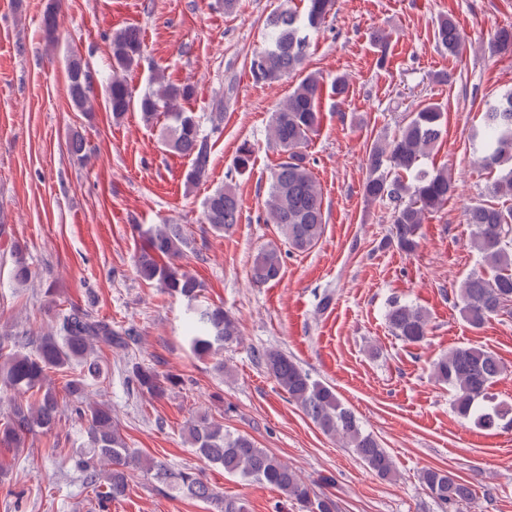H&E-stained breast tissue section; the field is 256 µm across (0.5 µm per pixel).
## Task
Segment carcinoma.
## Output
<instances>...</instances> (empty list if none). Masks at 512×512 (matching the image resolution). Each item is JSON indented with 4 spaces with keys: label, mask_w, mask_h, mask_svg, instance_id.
Returning <instances> with one entry per match:
<instances>
[{
    "label": "carcinoma",
    "mask_w": 512,
    "mask_h": 512,
    "mask_svg": "<svg viewBox=\"0 0 512 512\" xmlns=\"http://www.w3.org/2000/svg\"><path fill=\"white\" fill-rule=\"evenodd\" d=\"M304 11L284 9L266 19L267 41L249 61L254 83L279 81L303 68L310 36L318 31L334 9L335 0H304ZM56 5L52 0L43 14L45 41L58 44ZM435 39L457 56L462 52L463 38L454 21L444 17L437 24ZM499 54L512 53V28L499 29L493 40ZM143 52L140 33L125 28L110 38L111 74L105 87V104L112 118L119 120L138 108L142 119L152 123L165 120L164 145L172 152L186 156L191 167L186 183L203 180L211 162V135L219 130L223 119L224 99L215 102L209 115L210 129L199 117L180 106L194 94L188 83H174L161 75L151 81V88L139 97L125 79V73L138 65ZM67 93L71 106L78 112L93 111L92 81L82 76L86 69L80 54L66 56ZM323 78L316 72L305 74L288 99L273 112L268 136L285 159L271 172L264 206L267 221L276 225L280 240L288 250L307 252L323 235L325 218L323 196L302 152L310 135L319 125L320 97ZM444 111L430 102L405 116L398 132L374 140L368 149L369 176L363 185L366 201L387 202L392 207L391 227L387 243L406 253L419 246L418 230L426 215L438 212L455 191L446 169L433 173L419 169L420 160L430 154L440 139ZM480 162L500 175L490 192L498 197H512V90L494 102L487 103L479 141ZM254 147L245 142L233 160V172L244 175L254 167ZM240 203L235 187L226 184L214 190L203 202L202 223L222 234L239 223ZM472 226L471 244L483 262V271L474 273L456 293L459 307L471 327L481 328L495 316L512 317V207L475 203L466 211ZM147 247L135 259L138 277L156 284L161 290L187 300L190 320L188 344L200 359L239 339L235 319L221 306L201 305L198 297L203 285L178 263L189 239L180 224H151L141 229ZM283 266L280 246L272 244L254 259L250 280L260 286L279 279ZM14 279L24 283L31 270L22 251L14 254ZM387 323L398 339L417 344L429 334V315L422 308L399 300L390 303ZM20 342L7 334L0 336V400L11 404L8 419L0 424V449L16 452L27 435L47 434L55 427L61 406L87 421L88 448L74 465L83 485L90 489L98 505L106 508L126 496L129 480L135 471L151 476L177 493L210 501L219 512H248L239 498L221 497L203 480L199 470L187 468L173 473L161 461L145 458L130 448L112 420L108 406L89 399V388L98 384L104 374L96 344L105 343L127 351L140 341L134 326L114 327L112 322L98 320L79 304L53 310L47 329L27 331ZM278 387L288 399L324 434L338 439L351 449L366 467L382 479L396 477L392 457L373 434L364 430L354 412L340 399L336 389L312 379L309 372L278 349H266L257 355ZM436 381L448 386L451 405L457 417L480 428H493L512 414L494 401L489 389L503 373V366L490 350L460 346L449 350L432 362ZM72 371L64 386L65 396L46 385L48 372ZM127 372L138 390L153 399H161L180 383L175 375L163 376L138 362L128 364ZM34 396L32 403L17 398ZM184 440L195 448L200 460L219 466L224 472L269 485L298 506L299 512H337L336 501L318 494L312 484L274 454L258 447L246 433L232 432L224 424L205 416L186 421L182 427ZM426 493L446 512H459L474 500L471 485L445 469L427 468L420 474Z\"/></svg>",
    "instance_id": "obj_1"
}]
</instances>
